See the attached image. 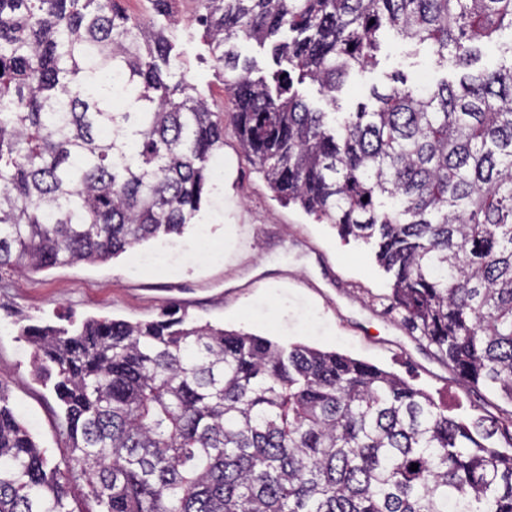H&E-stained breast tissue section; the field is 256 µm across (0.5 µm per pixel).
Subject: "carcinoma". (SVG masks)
Segmentation results:
<instances>
[{
	"label": "carcinoma",
	"instance_id": "carcinoma-1",
	"mask_svg": "<svg viewBox=\"0 0 512 512\" xmlns=\"http://www.w3.org/2000/svg\"><path fill=\"white\" fill-rule=\"evenodd\" d=\"M197 8L232 74L241 151L275 197L374 245L389 310L459 383L512 404V0ZM387 30L458 81L396 73L371 104L339 111ZM244 40L273 42L297 79L253 76ZM485 44L495 68L478 66ZM223 149L224 113L195 93L164 29L120 0H0V268L107 262L183 233ZM21 336L54 381L71 453L50 464L0 382V512H512V451L488 444L512 448V410L463 423L374 364L190 322L175 305Z\"/></svg>",
	"mask_w": 512,
	"mask_h": 512
}]
</instances>
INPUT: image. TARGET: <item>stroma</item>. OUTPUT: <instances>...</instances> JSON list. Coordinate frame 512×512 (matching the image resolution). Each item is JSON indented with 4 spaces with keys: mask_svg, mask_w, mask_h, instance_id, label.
Instances as JSON below:
<instances>
[{
    "mask_svg": "<svg viewBox=\"0 0 512 512\" xmlns=\"http://www.w3.org/2000/svg\"><path fill=\"white\" fill-rule=\"evenodd\" d=\"M196 0H176L167 34L190 65L189 76L214 111L231 103L196 23ZM377 66L354 71L338 94L354 111L394 72L434 83L448 75L426 50L385 35ZM224 177L194 224L97 264L42 272L0 269V381L34 440L55 462L69 453L64 414L52 382L34 374L26 324L68 325L95 317L150 321L178 304L189 319L284 343L334 350L395 372L447 404L451 417L499 416L507 403L477 397L419 345L391 311L392 278L367 246L342 240L331 225L275 198L243 156L234 131L224 135Z\"/></svg>",
    "mask_w": 512,
    "mask_h": 512,
    "instance_id": "35a3bbf8",
    "label": "stroma"
}]
</instances>
